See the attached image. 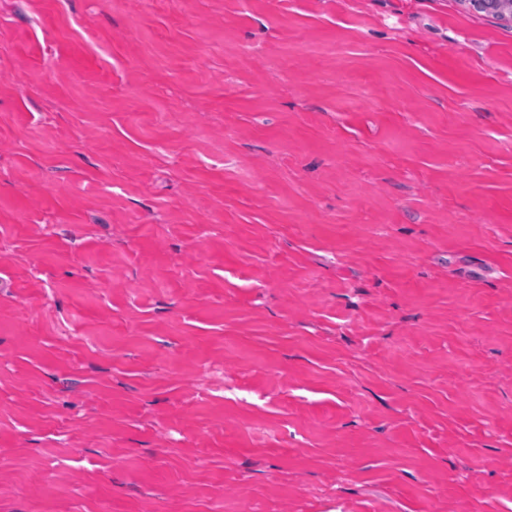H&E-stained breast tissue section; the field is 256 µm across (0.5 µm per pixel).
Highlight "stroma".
Returning <instances> with one entry per match:
<instances>
[{"label": "stroma", "instance_id": "1", "mask_svg": "<svg viewBox=\"0 0 512 512\" xmlns=\"http://www.w3.org/2000/svg\"><path fill=\"white\" fill-rule=\"evenodd\" d=\"M0 349V512H512V21L0 0Z\"/></svg>", "mask_w": 512, "mask_h": 512}]
</instances>
